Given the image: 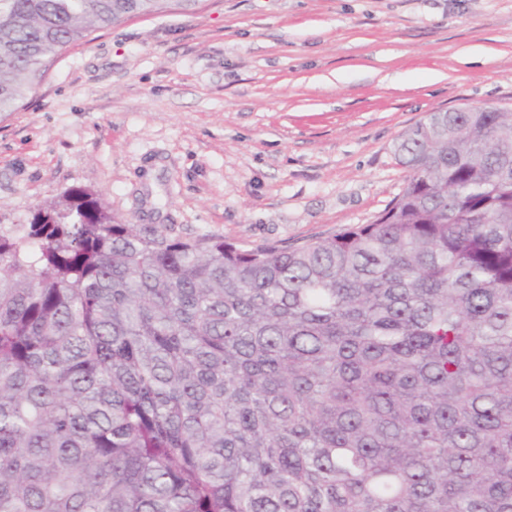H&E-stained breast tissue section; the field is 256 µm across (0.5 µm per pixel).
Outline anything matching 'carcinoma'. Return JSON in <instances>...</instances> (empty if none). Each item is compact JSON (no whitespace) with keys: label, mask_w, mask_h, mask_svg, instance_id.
<instances>
[{"label":"carcinoma","mask_w":512,"mask_h":512,"mask_svg":"<svg viewBox=\"0 0 512 512\" xmlns=\"http://www.w3.org/2000/svg\"><path fill=\"white\" fill-rule=\"evenodd\" d=\"M170 0H0V112ZM368 224L242 249L84 188L0 225V512H512V112H431Z\"/></svg>","instance_id":"1"}]
</instances>
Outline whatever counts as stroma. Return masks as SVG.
I'll return each mask as SVG.
<instances>
[{
  "instance_id": "stroma-1",
  "label": "stroma",
  "mask_w": 512,
  "mask_h": 512,
  "mask_svg": "<svg viewBox=\"0 0 512 512\" xmlns=\"http://www.w3.org/2000/svg\"><path fill=\"white\" fill-rule=\"evenodd\" d=\"M512 111V0H198L48 62L0 116V224L81 187L121 219L244 249L371 222L399 136Z\"/></svg>"
}]
</instances>
